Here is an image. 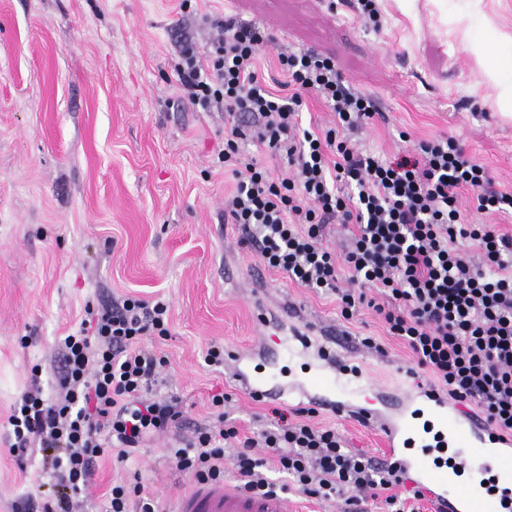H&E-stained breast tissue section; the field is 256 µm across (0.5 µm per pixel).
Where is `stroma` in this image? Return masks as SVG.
Instances as JSON below:
<instances>
[{"mask_svg": "<svg viewBox=\"0 0 512 512\" xmlns=\"http://www.w3.org/2000/svg\"><path fill=\"white\" fill-rule=\"evenodd\" d=\"M0 0V512L55 493L51 453L11 452L7 418L23 393H55L57 342L86 305L134 296L169 306L166 338L147 344L165 364L159 396L177 400L187 423L147 437L127 462H101L85 512H100L113 483L142 485L170 512L190 481L166 450L210 422L225 394L229 424L253 437L296 420L304 400L261 402L205 360L211 345L245 353L287 331L324 335L366 380L430 384L408 345L361 307L344 319L334 294L265 267L224 216L235 179L218 158L224 115L183 98L179 47L205 51L214 34L202 15L264 29L266 82L280 78L288 47L334 59L346 85L375 114L350 137L392 158L408 144L455 137L483 165L489 190L512 193V103L489 79L512 80V0H378L379 25L355 0ZM373 347H364V338ZM355 453L380 459L381 435L352 418L318 411Z\"/></svg>", "mask_w": 512, "mask_h": 512, "instance_id": "obj_1", "label": "stroma"}]
</instances>
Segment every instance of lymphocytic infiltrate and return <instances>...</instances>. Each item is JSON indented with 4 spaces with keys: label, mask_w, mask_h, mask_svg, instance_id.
Returning a JSON list of instances; mask_svg holds the SVG:
<instances>
[{
    "label": "lymphocytic infiltrate",
    "mask_w": 512,
    "mask_h": 512,
    "mask_svg": "<svg viewBox=\"0 0 512 512\" xmlns=\"http://www.w3.org/2000/svg\"><path fill=\"white\" fill-rule=\"evenodd\" d=\"M212 25L217 34L205 53L183 45L176 72L196 110L230 119L220 155L237 178L225 203L232 223L265 266L335 293L343 318L373 308L437 390L476 406L491 427L511 435L512 236L463 223L460 192L477 191L483 213L512 211V194L484 192L486 169L452 136L418 142L413 153L391 160L362 153L347 133L374 105L345 86L331 58L278 52L286 78L280 95L258 74L263 30L231 18ZM309 95L336 116L335 127L320 135L302 126ZM249 136L285 159L281 177L241 150ZM333 222L354 227L340 253L323 245V229ZM343 278L348 287H340ZM370 288L386 304L367 297ZM168 333L165 302L127 297L87 309L77 331L59 339L55 397L26 392L8 423L15 447L55 449L51 478L65 494L26 497L22 512H73L103 459L127 461L146 436L182 424L178 402L152 394L163 360L144 344ZM211 405L212 424L167 453L195 482L223 479L224 449L238 439L235 471L247 492L275 493L262 473L268 462L302 493L343 500L344 512H361L369 491L400 482L386 461L346 451L335 429L297 421L243 440L224 421L223 395ZM257 445L267 458L253 456Z\"/></svg>",
    "instance_id": "1"
}]
</instances>
